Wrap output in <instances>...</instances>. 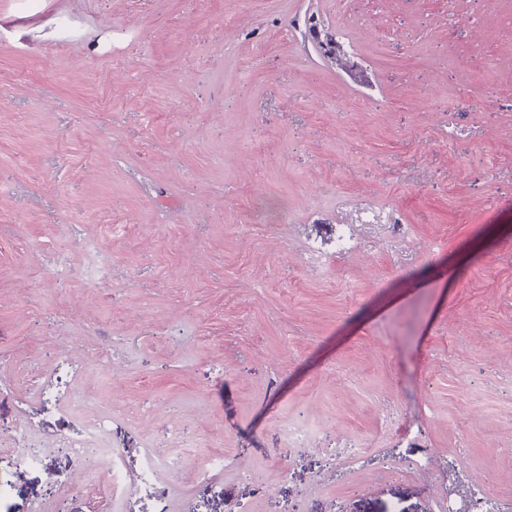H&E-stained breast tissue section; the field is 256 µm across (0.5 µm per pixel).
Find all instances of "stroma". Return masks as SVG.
Instances as JSON below:
<instances>
[{
    "instance_id": "1",
    "label": "stroma",
    "mask_w": 512,
    "mask_h": 512,
    "mask_svg": "<svg viewBox=\"0 0 512 512\" xmlns=\"http://www.w3.org/2000/svg\"><path fill=\"white\" fill-rule=\"evenodd\" d=\"M342 224L367 252L310 272ZM78 383L128 460L223 454L168 512L511 501L512 0H0V512H150L64 447Z\"/></svg>"
}]
</instances>
